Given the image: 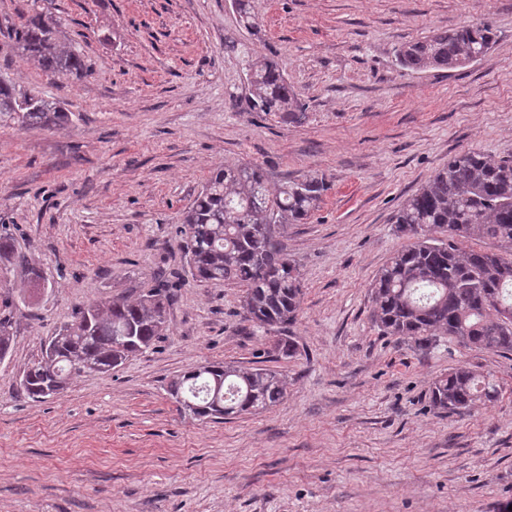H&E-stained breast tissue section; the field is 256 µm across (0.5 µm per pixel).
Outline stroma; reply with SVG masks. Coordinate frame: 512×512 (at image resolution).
I'll return each mask as SVG.
<instances>
[{"label":"stroma","mask_w":512,"mask_h":512,"mask_svg":"<svg viewBox=\"0 0 512 512\" xmlns=\"http://www.w3.org/2000/svg\"><path fill=\"white\" fill-rule=\"evenodd\" d=\"M41 7L90 75L43 72L11 36ZM0 0V80L62 102L55 130L0 127V225L47 285L0 270L14 342L0 363V512H503L512 504V354L441 337L381 335L371 284L410 245L393 218L449 159L512 155V0ZM488 24L491 50L456 69L411 70L395 52L437 29ZM275 56L302 122L251 107L248 65ZM254 163L270 187L305 174L328 190L282 230L302 299L283 358L234 284L193 281L184 211L220 165ZM185 277L168 331L106 373L35 401L20 372L74 311ZM270 368L269 409L220 422L180 411L169 383L207 363ZM458 367L496 400L429 405Z\"/></svg>","instance_id":"stroma-1"}]
</instances>
